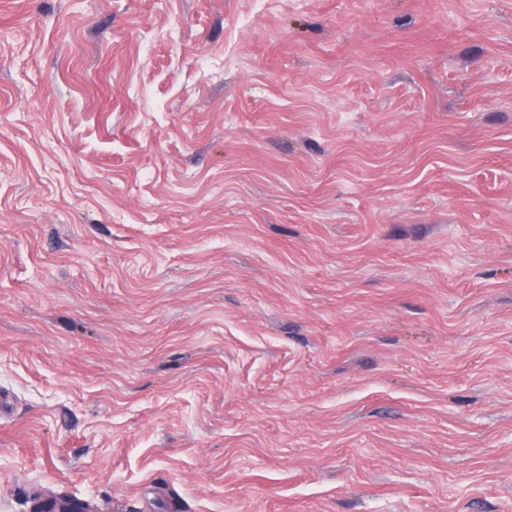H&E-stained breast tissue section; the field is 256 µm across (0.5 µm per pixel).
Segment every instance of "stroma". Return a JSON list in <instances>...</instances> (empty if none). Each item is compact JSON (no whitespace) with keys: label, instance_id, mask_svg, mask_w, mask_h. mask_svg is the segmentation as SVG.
Here are the masks:
<instances>
[{"label":"stroma","instance_id":"35a3bbf8","mask_svg":"<svg viewBox=\"0 0 512 512\" xmlns=\"http://www.w3.org/2000/svg\"><path fill=\"white\" fill-rule=\"evenodd\" d=\"M0 512H512V0H0Z\"/></svg>","mask_w":512,"mask_h":512}]
</instances>
